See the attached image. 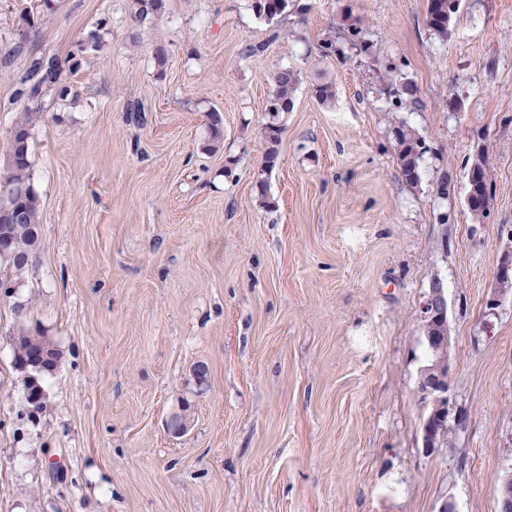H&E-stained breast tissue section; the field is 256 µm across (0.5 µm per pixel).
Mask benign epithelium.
Returning a JSON list of instances; mask_svg holds the SVG:
<instances>
[{"label": "benign epithelium", "mask_w": 512, "mask_h": 512, "mask_svg": "<svg viewBox=\"0 0 512 512\" xmlns=\"http://www.w3.org/2000/svg\"><path fill=\"white\" fill-rule=\"evenodd\" d=\"M427 332L426 341L433 351L432 362L419 372L417 392L425 408L422 424V448L435 451L437 435L449 422L453 405L448 396V304L439 286L429 289L420 311ZM500 512H512V472L501 477Z\"/></svg>", "instance_id": "1"}]
</instances>
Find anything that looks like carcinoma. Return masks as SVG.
I'll return each mask as SVG.
<instances>
[{"mask_svg":"<svg viewBox=\"0 0 512 512\" xmlns=\"http://www.w3.org/2000/svg\"><path fill=\"white\" fill-rule=\"evenodd\" d=\"M289 0H251V7L259 18L268 22L287 13ZM461 6V0H428L426 22L439 38L446 40L453 32V23ZM349 41L368 53L371 45L365 39L362 23L358 20L348 25ZM62 63L55 57H43L36 61L22 83L19 97L29 102L37 101L51 88L59 89L62 84ZM273 91L269 98L267 112L272 121L266 124L264 135L267 149L264 154L263 172L269 174L277 165L280 136L283 126L275 118L293 107V93L298 83V75L292 69H281L272 78ZM312 96L320 103L334 100L335 87L330 82H317L312 85ZM397 104L418 102L416 85L405 79L396 85ZM33 112L26 108L20 112L6 144L8 158L6 174H0V190L22 188L25 193L18 199L23 209L20 220L6 225L11 242V253L23 257L19 262L14 258L0 257V267L4 266L15 274L22 273L35 257L41 241V210L39 198L31 185L30 145L25 138L30 136ZM210 147L216 149L224 137L223 118L220 112L209 113ZM393 137L398 165L409 184L419 180V171L424 153V139L411 127L400 124L394 128ZM468 209L475 219L485 217L490 207L492 181L484 154L477 151L469 169ZM14 366L23 375L25 387L33 383L44 386V380L58 370L60 351L50 339L39 331L21 330L12 338Z\"/></svg>","mask_w":512,"mask_h":512,"instance_id":"obj_1","label":"carcinoma"}]
</instances>
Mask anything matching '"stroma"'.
<instances>
[{
    "label": "stroma",
    "instance_id": "stroma-1",
    "mask_svg": "<svg viewBox=\"0 0 512 512\" xmlns=\"http://www.w3.org/2000/svg\"><path fill=\"white\" fill-rule=\"evenodd\" d=\"M426 10L300 0L267 22L250 0H167L138 24L127 0H0V141L36 112L42 218L36 260L0 298V512H499L512 300L485 302L512 255V0H462L445 40ZM357 19L371 55L347 40ZM50 56L67 93L26 104L21 81ZM387 62L418 106H395ZM284 67L299 83L265 177ZM321 80L331 104L311 95ZM402 122L428 146L414 184L396 157ZM479 148L493 185L477 220L465 195ZM434 278L458 419L451 447L427 454L416 386ZM22 329L61 353L34 422L13 363ZM185 400L192 426L175 436Z\"/></svg>",
    "mask_w": 512,
    "mask_h": 512
}]
</instances>
